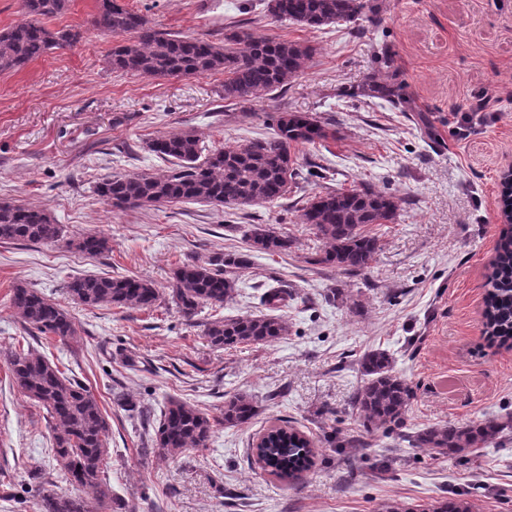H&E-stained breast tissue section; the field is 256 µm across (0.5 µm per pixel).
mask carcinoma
<instances>
[{"mask_svg":"<svg viewBox=\"0 0 512 512\" xmlns=\"http://www.w3.org/2000/svg\"><path fill=\"white\" fill-rule=\"evenodd\" d=\"M70 0H22L28 19L0 30V72L17 71L55 48L79 42L72 28L51 30L44 20L68 10ZM268 15L309 29H320L355 19L373 9L370 0H268ZM99 35L132 34L134 40L112 47V66L158 78L199 76L224 71V99L246 100L284 88L312 58L314 48L276 37L232 33L224 43L180 36L153 25L146 15L118 0H101L93 19ZM368 97L402 100L401 88L371 76L362 85ZM338 131L307 112H281L274 133L236 147L203 154L194 131H182L151 140L148 150L170 164L160 175L135 173L106 176L95 192L114 208L159 207L188 203L265 206L288 197L301 178L296 149L320 145ZM401 199L370 184L361 183L312 196L301 219L314 227L327 247L319 263L345 271L369 266L379 251L378 236L366 231L395 220ZM62 228L42 209L0 201V242L53 244ZM253 247L268 253L288 250L290 241L261 224L248 235ZM77 247L89 254L110 250L103 236L83 237ZM246 253H214L177 266L169 280L168 296L186 317L206 306L221 307L237 286V273L248 268ZM485 334L512 344V223L502 229L496 256L487 275ZM71 301L85 307L115 305L148 310L159 300L155 285L122 275H85L67 284ZM11 306L29 330L60 341L76 335L67 310L33 288L12 289ZM288 334L280 316L220 318L206 325L205 336L218 347L240 344L270 345ZM12 382L34 403L46 409L52 451L62 467V479L81 488L84 495L62 494L41 485L35 512H112V488L103 478L107 465L110 423L91 391L67 376L47 355L31 348L15 349L5 358ZM368 376L353 398L354 407L369 427L385 431L403 424L411 391L395 374L389 355L380 350L363 356ZM253 397L236 394L224 402V425L243 426L257 415ZM511 422L482 420L418 429L406 435L416 448L436 456L464 457L498 441ZM214 433V421L197 406L178 398L167 401L156 420L153 447L166 456L204 448ZM264 468L287 484L298 483L315 454L310 439L291 425L269 428L261 447L253 449ZM421 512H471L465 498L434 501Z\"/></svg>","mask_w":512,"mask_h":512,"instance_id":"1","label":"carcinoma"}]
</instances>
